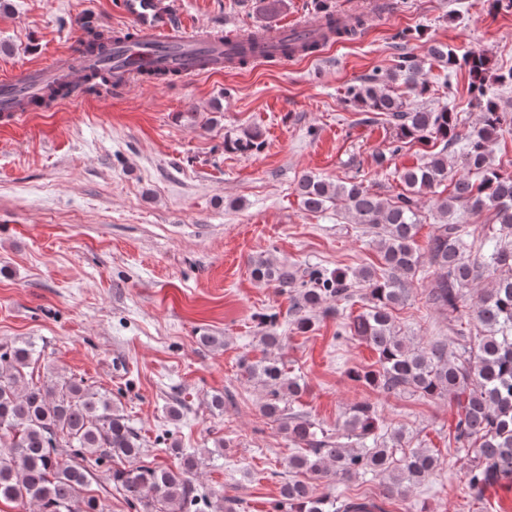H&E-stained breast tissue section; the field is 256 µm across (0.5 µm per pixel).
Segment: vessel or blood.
I'll return each mask as SVG.
<instances>
[{"label": "vessel or blood", "mask_w": 512, "mask_h": 512, "mask_svg": "<svg viewBox=\"0 0 512 512\" xmlns=\"http://www.w3.org/2000/svg\"><path fill=\"white\" fill-rule=\"evenodd\" d=\"M175 0H122V8L135 30L133 40L113 45L110 57L90 60L73 50L54 56L48 62L26 66L0 79V122L11 124L20 116L19 98L34 99L44 82L66 86L71 93L88 91V76L102 69L112 70L111 89L126 90L139 77L140 70L165 67L188 78L199 73L196 54L224 52V44L215 35L179 28Z\"/></svg>", "instance_id": "obj_1"}]
</instances>
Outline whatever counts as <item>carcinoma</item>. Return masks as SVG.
<instances>
[{"label":"carcinoma","instance_id":"carcinoma-1","mask_svg":"<svg viewBox=\"0 0 512 512\" xmlns=\"http://www.w3.org/2000/svg\"><path fill=\"white\" fill-rule=\"evenodd\" d=\"M331 32L350 38L363 30L364 20L351 28L336 26L327 14ZM112 43V31L90 28L83 45L95 54ZM318 43L290 36L275 44L288 59L315 52ZM268 47L253 38L236 46L230 66L250 62L249 55ZM430 56L450 68L465 67L471 90L480 97L478 126L461 134L454 113L405 107L387 86L397 81L426 90L421 81L424 61L408 54L398 57L395 69L373 76L349 89L350 101L385 115L395 127L391 154L403 145L431 139L443 143L441 152L423 163L400 172L405 191L391 200L370 193L363 181L353 178L334 183L313 174L302 175L296 191L305 210L317 212L341 203L345 213L366 232L379 238L384 274L363 268L349 277L341 271L314 269L309 280L296 288L301 278L292 264L267 257L252 263V275L280 288H294L292 308L301 327L309 324L308 312L328 299L347 301L356 279L366 288L367 308L336 332V338L357 336L378 356V368L357 375L386 393L419 394L446 398L457 407L453 440L457 448L476 449L475 464L467 472V487L477 498L497 488L512 486V176L500 173L491 143L512 126V115L486 95L484 82L488 60L480 52L458 56L448 46L434 45ZM69 92L50 86L43 98L28 106L64 99ZM262 146L261 133L246 130L224 141L231 152L253 153ZM456 149L473 177L461 176L452 194L438 198L440 217L436 233L428 242L429 264L434 276L427 301L443 312L459 313L465 289L487 278L490 288L469 313L482 328V335L462 337L460 352L450 356L442 344L413 343L399 334L392 309L408 297L407 280L421 268L415 245L419 197L448 181V150ZM474 213L490 211L494 224L480 244L468 225L454 221L456 204ZM478 254H472L473 247ZM266 331L261 342L267 350L280 348L276 316L262 317ZM34 342L0 343V502H9L28 512H107L104 500L84 494L91 470L107 466L106 472L125 502L135 512H236L234 501L217 499L195 484L200 459L188 455L179 470L152 466L141 460L139 435L127 419L112 408V399L85 384L84 379L61 377L54 372L40 383L33 382L29 365ZM248 380L264 392L263 414L281 422L288 440L305 445L288 459L289 468L308 476L281 487L279 503L288 512H372L374 505L352 499L337 500L316 493L314 482L330 475L351 479L370 473L387 474L388 495H404L432 475L439 458L424 448H408L404 435L381 433L378 410L365 400L351 406L341 425L343 435L354 440L347 445L331 437L301 413L286 412L284 403L295 400L302 385L287 376L282 360L264 357L242 362ZM130 462L128 468L112 469V458Z\"/></svg>","mask_w":512,"mask_h":512}]
</instances>
